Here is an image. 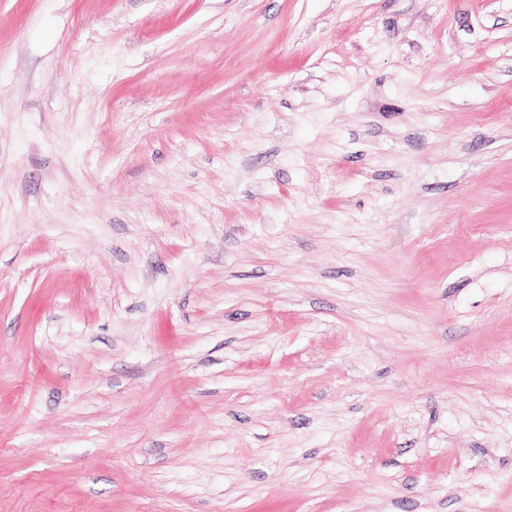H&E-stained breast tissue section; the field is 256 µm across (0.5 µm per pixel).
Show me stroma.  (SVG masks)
Returning <instances> with one entry per match:
<instances>
[{
    "label": "stroma",
    "instance_id": "stroma-1",
    "mask_svg": "<svg viewBox=\"0 0 512 512\" xmlns=\"http://www.w3.org/2000/svg\"><path fill=\"white\" fill-rule=\"evenodd\" d=\"M0 512H512V0H0Z\"/></svg>",
    "mask_w": 512,
    "mask_h": 512
}]
</instances>
